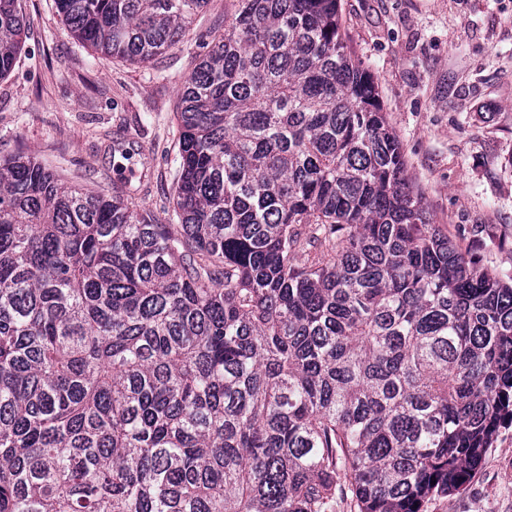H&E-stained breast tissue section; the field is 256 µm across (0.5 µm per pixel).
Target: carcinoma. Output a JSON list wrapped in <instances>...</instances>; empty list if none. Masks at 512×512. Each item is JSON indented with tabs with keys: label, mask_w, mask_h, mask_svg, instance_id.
Segmentation results:
<instances>
[{
	"label": "carcinoma",
	"mask_w": 512,
	"mask_h": 512,
	"mask_svg": "<svg viewBox=\"0 0 512 512\" xmlns=\"http://www.w3.org/2000/svg\"><path fill=\"white\" fill-rule=\"evenodd\" d=\"M209 0H56L148 63ZM28 34L0 0V78ZM180 223L0 157V512H420L512 421V282L437 224L339 0H235Z\"/></svg>",
	"instance_id": "obj_1"
}]
</instances>
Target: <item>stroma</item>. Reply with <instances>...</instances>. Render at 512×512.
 <instances>
[{"label": "stroma", "instance_id": "35a3bbf8", "mask_svg": "<svg viewBox=\"0 0 512 512\" xmlns=\"http://www.w3.org/2000/svg\"><path fill=\"white\" fill-rule=\"evenodd\" d=\"M29 36L0 79V156L36 155L68 184L119 191L174 224V118L199 37L233 0H210L183 41L149 64L79 42L55 0H23ZM356 54L376 76L408 174L449 236L512 276V0H340ZM421 512H512V424L464 486Z\"/></svg>", "mask_w": 512, "mask_h": 512}]
</instances>
